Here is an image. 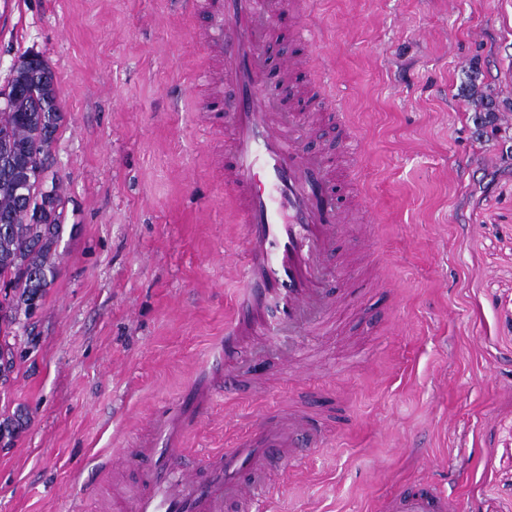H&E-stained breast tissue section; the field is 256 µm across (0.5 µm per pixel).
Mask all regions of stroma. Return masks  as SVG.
I'll return each mask as SVG.
<instances>
[{
    "mask_svg": "<svg viewBox=\"0 0 512 512\" xmlns=\"http://www.w3.org/2000/svg\"><path fill=\"white\" fill-rule=\"evenodd\" d=\"M319 53L354 139L331 116L305 141L341 159L376 206L386 286L360 283L311 365L287 349L240 353L265 396H217L184 466L231 447L254 418L301 398L340 412L269 512H370L412 482L462 512H512V0H309ZM176 0H0V86L24 54L55 73L63 119L50 169L66 231L57 278L0 386V512H105L114 470L147 409L176 400L224 334L240 251L195 110L209 62Z\"/></svg>",
    "mask_w": 512,
    "mask_h": 512,
    "instance_id": "stroma-1",
    "label": "stroma"
}]
</instances>
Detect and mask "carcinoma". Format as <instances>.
Returning a JSON list of instances; mask_svg holds the SVG:
<instances>
[{"label":"carcinoma","instance_id":"1","mask_svg":"<svg viewBox=\"0 0 512 512\" xmlns=\"http://www.w3.org/2000/svg\"><path fill=\"white\" fill-rule=\"evenodd\" d=\"M20 95L0 107V381L14 370L9 337L19 317L31 319L56 277L52 252L59 242L61 199L47 187L55 135L63 115L57 89L23 68Z\"/></svg>","mask_w":512,"mask_h":512}]
</instances>
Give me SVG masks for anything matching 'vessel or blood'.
<instances>
[{"mask_svg":"<svg viewBox=\"0 0 512 512\" xmlns=\"http://www.w3.org/2000/svg\"><path fill=\"white\" fill-rule=\"evenodd\" d=\"M188 15L204 17L192 32L212 57L203 83L213 98H227L224 131L229 146L216 155L233 220L239 225L240 263L234 308L224 324V351L268 349L278 336H319L333 324L342 296L330 279L338 242L376 254L378 235L367 217L375 205L364 193L338 206L333 157L306 153L301 128L283 109L285 96H302L292 76L307 67L300 55L280 66L282 94L268 89L266 48L275 7L305 19L307 0H180ZM226 372L210 363L178 400L153 409L142 441L136 489L116 500L117 512H263L271 462H300L324 437L321 411L283 405L262 417L232 447L204 452L184 470L180 440L214 412ZM449 500L432 484L403 488L382 512H448Z\"/></svg>","mask_w":512,"mask_h":512,"instance_id":"1","label":"vessel or blood"}]
</instances>
